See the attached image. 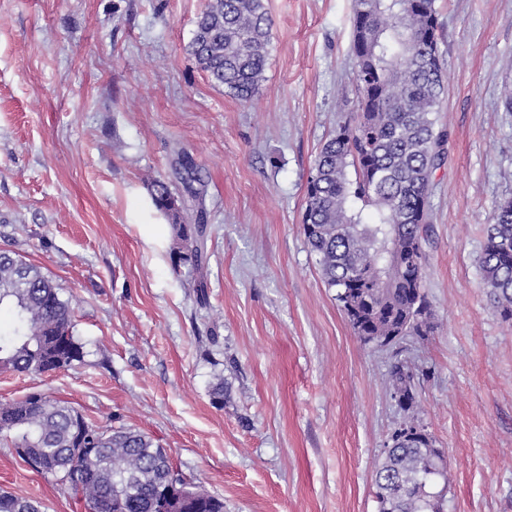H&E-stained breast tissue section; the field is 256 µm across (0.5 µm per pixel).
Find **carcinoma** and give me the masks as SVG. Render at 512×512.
<instances>
[{
	"mask_svg": "<svg viewBox=\"0 0 512 512\" xmlns=\"http://www.w3.org/2000/svg\"><path fill=\"white\" fill-rule=\"evenodd\" d=\"M272 20L264 0H210L189 48L211 82L242 103L263 80ZM435 0H354L350 51L357 112L322 145L307 181L302 229L322 281L363 344L390 348L434 329L424 289L428 197L447 159L438 125L447 91ZM184 193L151 182L155 206L171 219L183 252L202 270L206 241L194 163L177 151ZM483 283L512 321V199L499 203L485 230ZM0 369L49 373L83 360L75 321L58 284L15 252L0 251ZM385 387L403 411L376 471L378 512H442L448 483L443 454L420 422L414 373L391 366ZM19 456L56 476L84 512H224V500L173 474L168 453L136 428L88 421L62 401L31 394L0 404V433ZM0 512H43L36 498L0 491Z\"/></svg>",
	"mask_w": 512,
	"mask_h": 512,
	"instance_id": "obj_1",
	"label": "carcinoma"
}]
</instances>
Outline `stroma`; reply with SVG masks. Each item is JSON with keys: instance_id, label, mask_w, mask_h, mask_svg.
I'll return each mask as SVG.
<instances>
[{"instance_id": "obj_1", "label": "stroma", "mask_w": 512, "mask_h": 512, "mask_svg": "<svg viewBox=\"0 0 512 512\" xmlns=\"http://www.w3.org/2000/svg\"><path fill=\"white\" fill-rule=\"evenodd\" d=\"M266 3L270 54L244 105L187 51L205 0H0V248L54 279L85 353L51 374L0 371V403L36 393L147 432L224 512H377L400 360L448 466L444 512H512V321L478 263L512 198V0H437L436 328L390 350L355 335L301 230L314 159L356 111L353 0ZM180 149L202 179L200 272L175 263L150 195V179L176 181ZM0 490L74 512L2 435Z\"/></svg>"}]
</instances>
